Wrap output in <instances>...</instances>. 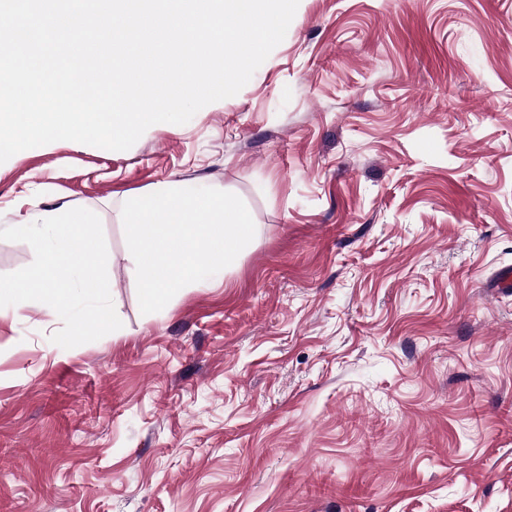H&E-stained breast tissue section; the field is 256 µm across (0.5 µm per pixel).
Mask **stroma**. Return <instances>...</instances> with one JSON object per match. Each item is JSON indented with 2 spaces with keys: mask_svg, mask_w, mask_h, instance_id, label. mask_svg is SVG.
I'll return each instance as SVG.
<instances>
[{
  "mask_svg": "<svg viewBox=\"0 0 512 512\" xmlns=\"http://www.w3.org/2000/svg\"><path fill=\"white\" fill-rule=\"evenodd\" d=\"M179 182L255 236L145 315L122 206ZM64 202L123 326L0 308V512H512V0H299L188 123L0 164V228Z\"/></svg>",
  "mask_w": 512,
  "mask_h": 512,
  "instance_id": "obj_1",
  "label": "stroma"
}]
</instances>
